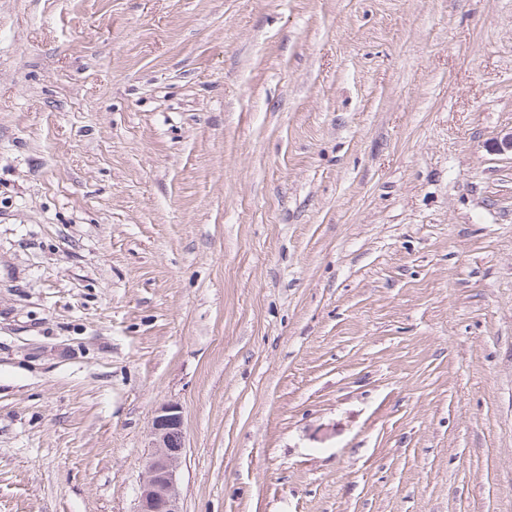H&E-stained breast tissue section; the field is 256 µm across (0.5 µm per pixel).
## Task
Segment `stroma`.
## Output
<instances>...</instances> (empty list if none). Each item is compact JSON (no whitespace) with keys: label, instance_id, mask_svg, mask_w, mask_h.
<instances>
[{"label":"stroma","instance_id":"1","mask_svg":"<svg viewBox=\"0 0 512 512\" xmlns=\"http://www.w3.org/2000/svg\"><path fill=\"white\" fill-rule=\"evenodd\" d=\"M512 0H0V512H512ZM151 447L143 463L135 512H183L179 469L186 452L184 410L178 402L159 406L150 426Z\"/></svg>","mask_w":512,"mask_h":512}]
</instances>
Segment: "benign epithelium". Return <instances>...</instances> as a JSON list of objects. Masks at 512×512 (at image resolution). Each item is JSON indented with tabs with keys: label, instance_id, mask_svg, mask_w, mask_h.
<instances>
[{
	"label": "benign epithelium",
	"instance_id": "obj_1",
	"mask_svg": "<svg viewBox=\"0 0 512 512\" xmlns=\"http://www.w3.org/2000/svg\"><path fill=\"white\" fill-rule=\"evenodd\" d=\"M150 437L152 451L144 459L135 512H182L179 469L186 434L181 404L167 402L155 410Z\"/></svg>",
	"mask_w": 512,
	"mask_h": 512
}]
</instances>
